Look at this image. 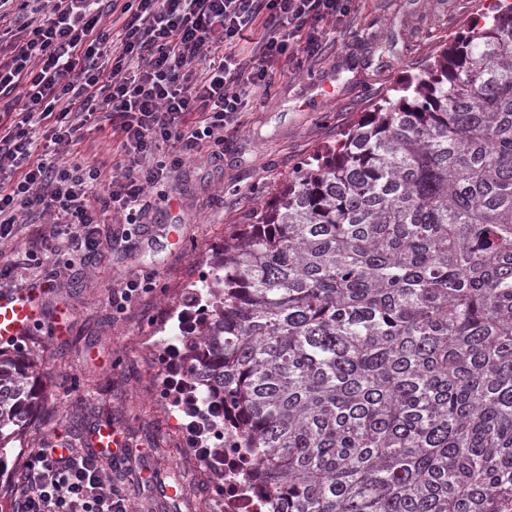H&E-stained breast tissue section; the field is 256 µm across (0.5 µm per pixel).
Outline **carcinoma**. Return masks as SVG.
Here are the masks:
<instances>
[{
  "mask_svg": "<svg viewBox=\"0 0 512 512\" xmlns=\"http://www.w3.org/2000/svg\"><path fill=\"white\" fill-rule=\"evenodd\" d=\"M234 224L197 386L272 512H512V6ZM37 404L0 352V450Z\"/></svg>",
  "mask_w": 512,
  "mask_h": 512,
  "instance_id": "cac0c4a2",
  "label": "carcinoma"
}]
</instances>
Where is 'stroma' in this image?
I'll list each match as a JSON object with an SVG mask.
<instances>
[{"label": "stroma", "instance_id": "stroma-1", "mask_svg": "<svg viewBox=\"0 0 512 512\" xmlns=\"http://www.w3.org/2000/svg\"><path fill=\"white\" fill-rule=\"evenodd\" d=\"M496 0H352L344 23L303 73L278 75L270 93L252 95L238 130L229 131L220 160L196 158L171 183L150 193L135 250L105 217L102 245L88 266L60 245L58 266L71 278L46 295L44 316L20 357L34 366L39 407L21 447L0 455V485L13 488L28 454L64 434L74 455L87 453L98 423L120 429L146 448L144 465L159 488L127 480L132 512H216L206 467L184 448L176 421L152 384L158 346L177 335L182 296L210 281L208 260L224 249L230 225L245 223L279 193L289 172L373 103L416 74L460 33L482 27ZM158 272L154 292L114 318L108 298L126 276Z\"/></svg>", "mask_w": 512, "mask_h": 512}]
</instances>
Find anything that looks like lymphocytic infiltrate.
Listing matches in <instances>:
<instances>
[{
  "label": "lymphocytic infiltrate",
  "instance_id": "obj_1",
  "mask_svg": "<svg viewBox=\"0 0 512 512\" xmlns=\"http://www.w3.org/2000/svg\"><path fill=\"white\" fill-rule=\"evenodd\" d=\"M101 0H22L0 62V244L44 221L24 261L0 265V280L18 267L41 271L42 254L60 236L85 253L99 247L97 224L112 212L138 223L147 192L170 181L198 154L224 153V132L239 125L245 99L270 91L272 77L303 67L341 24L349 0H109L124 22L101 31ZM258 37L241 62L244 31ZM46 142L35 148L33 125ZM110 129L112 157L69 159L81 130ZM156 287L143 270L113 289L122 315ZM181 335L154 360L157 400L181 418L185 448L210 472L224 497V405L200 397L190 362V336L202 321L197 293H187ZM52 442L31 452L15 490L14 512H130L120 480L95 457L55 456Z\"/></svg>",
  "mask_w": 512,
  "mask_h": 512
}]
</instances>
